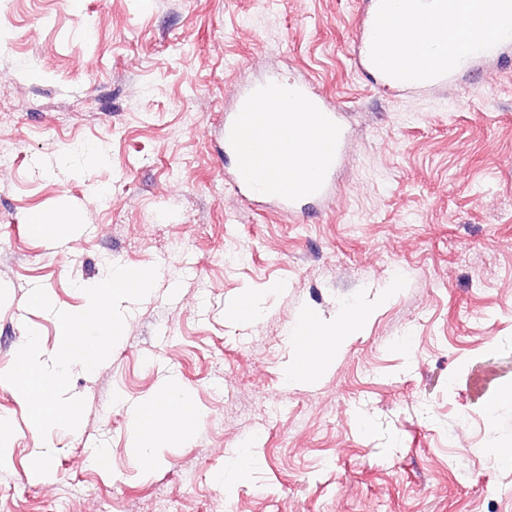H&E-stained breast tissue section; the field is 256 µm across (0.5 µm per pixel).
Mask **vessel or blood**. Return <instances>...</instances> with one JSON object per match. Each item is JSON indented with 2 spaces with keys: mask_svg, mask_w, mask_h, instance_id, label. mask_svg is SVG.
<instances>
[{
  "mask_svg": "<svg viewBox=\"0 0 512 512\" xmlns=\"http://www.w3.org/2000/svg\"><path fill=\"white\" fill-rule=\"evenodd\" d=\"M424 21L438 24L442 32V63L435 68L414 51L397 48L399 39ZM356 28L355 52L374 87L394 95L422 94L447 87L480 60L505 57L512 47V0H368ZM275 88L284 89L286 109L262 118L275 139L289 140L302 153L300 174L284 182L264 178L256 156L242 148L248 127L260 118L254 103ZM217 131L231 161L224 184L242 200L268 202L270 213L297 219L327 207L335 197L349 133L342 108L312 80L271 72L238 87Z\"/></svg>",
  "mask_w": 512,
  "mask_h": 512,
  "instance_id": "vessel-or-blood-1",
  "label": "vessel or blood"
}]
</instances>
